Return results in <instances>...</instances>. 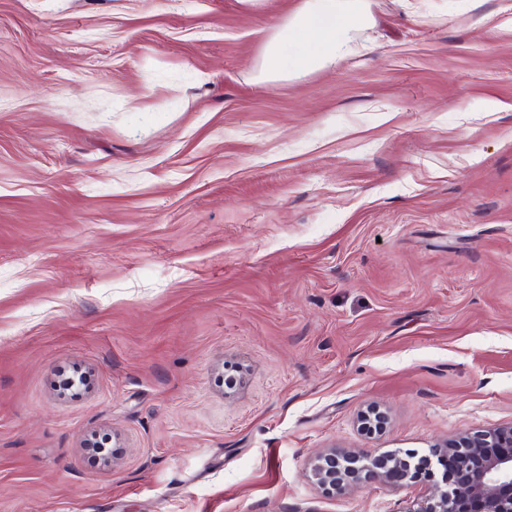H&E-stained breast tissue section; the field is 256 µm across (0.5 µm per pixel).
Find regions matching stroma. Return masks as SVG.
Masks as SVG:
<instances>
[{"label":"stroma","mask_w":512,"mask_h":512,"mask_svg":"<svg viewBox=\"0 0 512 512\" xmlns=\"http://www.w3.org/2000/svg\"><path fill=\"white\" fill-rule=\"evenodd\" d=\"M302 3L0 0V512H411L313 460L512 424V0L266 79Z\"/></svg>","instance_id":"1"}]
</instances>
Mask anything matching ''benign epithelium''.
<instances>
[{
	"label": "benign epithelium",
	"mask_w": 512,
	"mask_h": 512,
	"mask_svg": "<svg viewBox=\"0 0 512 512\" xmlns=\"http://www.w3.org/2000/svg\"><path fill=\"white\" fill-rule=\"evenodd\" d=\"M384 423V415L375 410L360 419L368 434L379 432ZM433 454L454 457V471L445 484L429 488L410 512H512V425L449 440ZM428 465V458L413 464L394 455L360 459L330 451L316 458L312 475L320 486L338 491L370 481L397 489Z\"/></svg>",
	"instance_id": "obj_1"
}]
</instances>
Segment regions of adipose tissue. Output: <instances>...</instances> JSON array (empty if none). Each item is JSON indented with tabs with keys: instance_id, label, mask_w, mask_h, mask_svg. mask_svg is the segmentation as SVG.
I'll use <instances>...</instances> for the list:
<instances>
[{
	"instance_id": "adipose-tissue-1",
	"label": "adipose tissue",
	"mask_w": 512,
	"mask_h": 512,
	"mask_svg": "<svg viewBox=\"0 0 512 512\" xmlns=\"http://www.w3.org/2000/svg\"><path fill=\"white\" fill-rule=\"evenodd\" d=\"M367 0H304L298 12L277 31L266 50L270 77L292 76L335 65L350 30L367 18ZM309 42L308 52L290 55L291 45Z\"/></svg>"
}]
</instances>
